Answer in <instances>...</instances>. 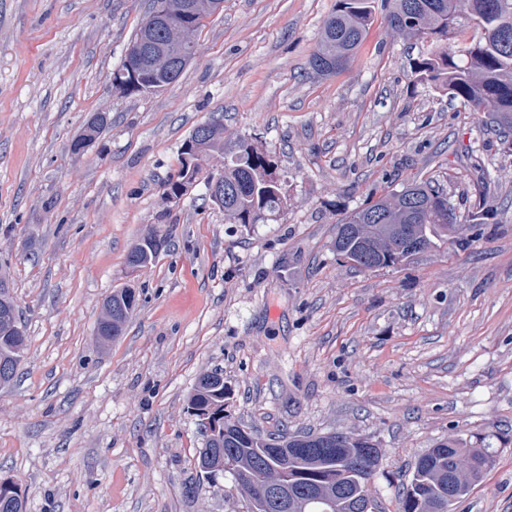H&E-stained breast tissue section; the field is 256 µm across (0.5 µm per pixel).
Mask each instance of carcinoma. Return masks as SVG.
I'll use <instances>...</instances> for the list:
<instances>
[{"label":"carcinoma","instance_id":"1","mask_svg":"<svg viewBox=\"0 0 512 512\" xmlns=\"http://www.w3.org/2000/svg\"><path fill=\"white\" fill-rule=\"evenodd\" d=\"M388 26L402 35L427 44V51L414 60L412 69L421 83L445 90L453 99L488 112L485 126L503 142L512 140V0H382ZM375 20L372 0H337L336 9L323 22L317 45L308 58V68L318 75L347 69ZM475 34L448 43V36L468 29ZM145 37L162 45L169 40V27L160 24L149 32L139 26L133 40ZM112 88L132 94L127 87L126 64L112 72ZM108 126L90 116L72 140L70 150L88 148ZM194 149L206 159L224 156V214L235 224H260L282 211L288 202V173L279 169L270 153L246 138L224 140L223 124L212 122L207 139L191 145L184 142L181 155ZM190 167L180 159L178 170L166 184V198L178 201L185 194ZM415 225L414 234L424 250L455 229L448 220V198L424 182H413L389 196L346 214L336 225L334 249L361 269L394 266L404 261L403 246H378L387 224ZM155 232L143 236L127 255L132 268L145 267L158 257L151 242ZM117 323H98L97 336L106 341L121 335L126 318L134 312L135 289L116 290L108 298ZM24 337L17 305L10 293L0 292V362L10 363L0 384L14 379L23 351ZM224 382L198 385L189 409L198 417L213 450L212 463L227 469L260 463L274 478L288 484V502L305 504L303 512H354L363 496L370 495V482L377 473L381 450L366 438L343 432L324 434L283 433L262 437L233 420L224 409ZM294 448L288 467L281 464L278 448ZM494 452L489 447L465 448L457 440L436 444L415 461L411 477L399 497L397 512H454V505L481 480L491 467Z\"/></svg>","mask_w":512,"mask_h":512}]
</instances>
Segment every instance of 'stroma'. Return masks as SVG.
Wrapping results in <instances>:
<instances>
[{"mask_svg":"<svg viewBox=\"0 0 512 512\" xmlns=\"http://www.w3.org/2000/svg\"><path fill=\"white\" fill-rule=\"evenodd\" d=\"M149 5L0 0V273L27 343L0 386V479L26 512H245L230 473L195 466L188 401L217 369L228 413L261 434L376 444L383 512L448 439L495 452L455 512H512V147L416 81L421 46L383 15L350 69L310 73L336 0H224L174 84L119 93L112 71ZM96 113L108 126L72 156ZM210 119L287 172L277 220L231 223L201 182L166 201ZM416 180L458 215L494 216L464 249L369 271L337 259L339 220ZM153 230L163 251L130 268ZM127 286L139 305L100 343L103 305ZM193 131L182 146L180 166L178 170L170 177L166 184L165 195L169 201L176 202L180 200L181 197L185 194L186 185L189 184V182H186V178L189 176L190 169L191 167L193 168L195 166V163H193L191 167L187 166L185 163L184 155L190 154L187 148H189V141L191 139L193 140ZM157 238L165 240V238L161 237L156 232H151L143 236L127 255L128 266L132 268H140L155 261L158 257V252H161L165 246L164 242ZM156 239V248L158 252L151 250V242Z\"/></svg>","mask_w":512,"mask_h":512,"instance_id":"35a3bbf8","label":"stroma"}]
</instances>
